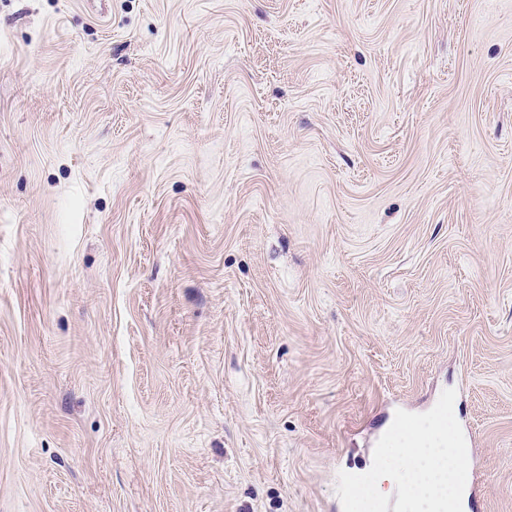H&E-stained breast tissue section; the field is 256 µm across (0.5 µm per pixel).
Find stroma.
Wrapping results in <instances>:
<instances>
[{"label": "stroma", "mask_w": 512, "mask_h": 512, "mask_svg": "<svg viewBox=\"0 0 512 512\" xmlns=\"http://www.w3.org/2000/svg\"><path fill=\"white\" fill-rule=\"evenodd\" d=\"M447 388L512 512V0H0V512H337Z\"/></svg>", "instance_id": "35a3bbf8"}]
</instances>
